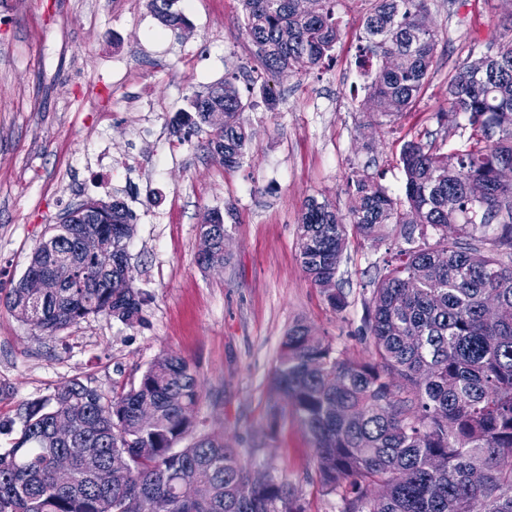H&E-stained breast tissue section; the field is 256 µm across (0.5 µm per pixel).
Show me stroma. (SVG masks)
I'll use <instances>...</instances> for the list:
<instances>
[{"label":"stroma","instance_id":"35a3bbf8","mask_svg":"<svg viewBox=\"0 0 512 512\" xmlns=\"http://www.w3.org/2000/svg\"><path fill=\"white\" fill-rule=\"evenodd\" d=\"M368 0H336L332 62L272 75L256 70L242 0H192L186 27L163 26L147 0H0V290L26 271L47 225L93 199L120 198L134 215L129 273L145 297L141 320L89 318L42 335L0 300V423L78 378L104 394L137 385L158 357L197 368L195 410L253 470L276 468L308 512H341L318 481L315 451L293 417L272 423V377L295 323L357 362L381 242L350 234L334 310L296 256L304 201L345 207L347 181L374 176L400 195L410 134L438 132L463 148L464 119L448 106V73L467 52L512 41V0H428L440 36L427 87L408 112L370 115L356 65ZM236 76L250 142L240 164L181 142L172 119L224 77ZM224 215V264H198L204 213Z\"/></svg>","mask_w":512,"mask_h":512}]
</instances>
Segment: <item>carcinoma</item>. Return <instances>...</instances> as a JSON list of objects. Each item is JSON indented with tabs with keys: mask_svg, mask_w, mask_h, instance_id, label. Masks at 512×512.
<instances>
[{
	"mask_svg": "<svg viewBox=\"0 0 512 512\" xmlns=\"http://www.w3.org/2000/svg\"><path fill=\"white\" fill-rule=\"evenodd\" d=\"M178 0H148L166 27L186 22ZM357 65L379 76L367 97L371 111L397 117L422 96L438 34L426 23L428 0H371ZM245 35L265 70L282 73L300 60L318 66L333 59L339 29L336 0H242ZM178 129L224 164L239 163L249 142L241 123L237 85L226 79L191 100ZM470 129L464 148L444 152L436 140L413 136L400 162L401 201L374 176L348 180L346 212L308 199L298 227L297 257L319 287L336 278L348 230L381 239L388 224L401 243L373 282L365 321L374 360L353 362L332 342L296 323L282 342L273 384L315 448L322 489L339 496L342 512H512V184L494 170L512 165V42L469 50L448 75V110ZM86 201L101 223L50 224L6 303L23 322L36 316L39 332L58 331L91 317L123 323L140 319L143 294L126 265L133 215L119 199ZM210 211L199 234L210 240L199 256L205 268L224 264V225ZM456 237L448 240V226ZM99 241L103 253L83 248ZM56 287L32 299L30 275ZM504 315L483 317L489 295ZM417 337L410 345L405 337ZM344 385L336 387V377ZM200 386L195 367L168 353L152 362L137 385L107 396L78 378L20 408L12 445L0 453V512H306L278 473L237 497L248 467L224 437L199 430ZM73 423L67 442L54 440L51 421ZM123 452L128 467L114 472L109 455ZM69 459L72 479L54 481V455ZM483 482L475 487L473 473ZM182 481L197 497L178 494ZM386 488L382 502L372 499Z\"/></svg>",
	"mask_w": 512,
	"mask_h": 512,
	"instance_id": "obj_1",
	"label": "carcinoma"
}]
</instances>
